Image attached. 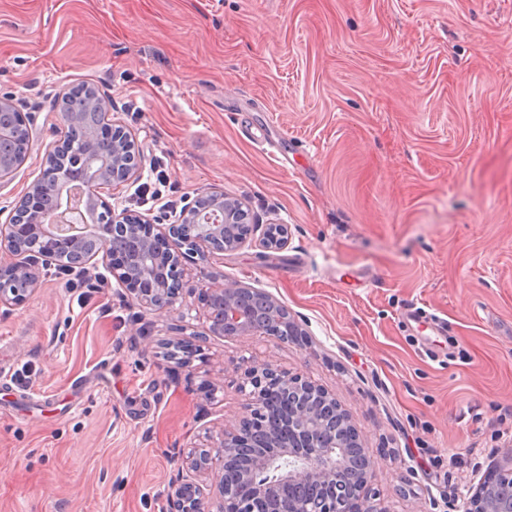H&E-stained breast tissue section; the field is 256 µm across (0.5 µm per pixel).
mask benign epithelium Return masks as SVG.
I'll return each mask as SVG.
<instances>
[{"label":"benign epithelium","mask_w":512,"mask_h":512,"mask_svg":"<svg viewBox=\"0 0 512 512\" xmlns=\"http://www.w3.org/2000/svg\"><path fill=\"white\" fill-rule=\"evenodd\" d=\"M137 152L135 142L124 138L114 142L112 154L100 157L97 164L112 167L113 185H120L139 175ZM62 185L75 188L82 196L101 197L102 186L87 182L84 169L78 165L64 164L56 169L52 182L39 179L30 187L8 222L0 225V252L11 257L8 264H0V306L23 305L36 290L38 260L54 261L61 256L63 264L71 268H83L100 257L116 282L133 295L141 308L171 309L180 298L187 263L238 250L247 242L225 232L219 220L221 216L227 223L238 220L244 211L242 202L222 193H211L207 208L200 206L199 196L173 223L166 225L131 210L120 211L105 201L97 212L90 214L88 238H100V232L108 227L112 234L118 233L130 242L136 259H129L124 250H109L104 238L103 246L90 250L79 225L62 224L59 212L39 210L27 203L40 194L54 193ZM256 229L262 230L263 246L268 251H280L288 243L286 224H262ZM203 300L209 330L215 336H267L281 341L287 335H306L288 309L262 289L229 282L205 289ZM277 387L291 402L292 438L280 445L277 455L257 452L244 469H231L243 445L246 421L264 415L265 393ZM241 390L248 391L249 415L238 426L224 429L215 449L194 453L187 466L188 474L179 475L172 487L170 512H210L209 494L196 476L218 465L223 471L216 484L219 512H224L230 503L236 504L238 512L245 510V504L237 497L238 483L244 480L251 483L256 493L265 495L284 482L341 486L350 479L346 436L352 435L357 443L359 434L329 392L300 374L283 373L268 361L257 362L245 370ZM270 468L279 471V478L258 481V474ZM369 472L367 462L355 481L359 512H372L366 499ZM506 503L512 506V487L502 489L496 497L486 494V484L481 483L473 496L462 503L461 512H505Z\"/></svg>","instance_id":"obj_1"}]
</instances>
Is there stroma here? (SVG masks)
<instances>
[{"mask_svg": "<svg viewBox=\"0 0 512 512\" xmlns=\"http://www.w3.org/2000/svg\"><path fill=\"white\" fill-rule=\"evenodd\" d=\"M79 82L139 149V179L101 191L115 208L165 224L218 192L289 239L187 266L179 311L39 263L0 308V512H168L255 361L349 414L374 512H458L512 464V0H0V97L30 130L0 224ZM231 281L305 337L212 335L200 293ZM413 306L448 323L436 357Z\"/></svg>", "mask_w": 512, "mask_h": 512, "instance_id": "stroma-1", "label": "stroma"}]
</instances>
